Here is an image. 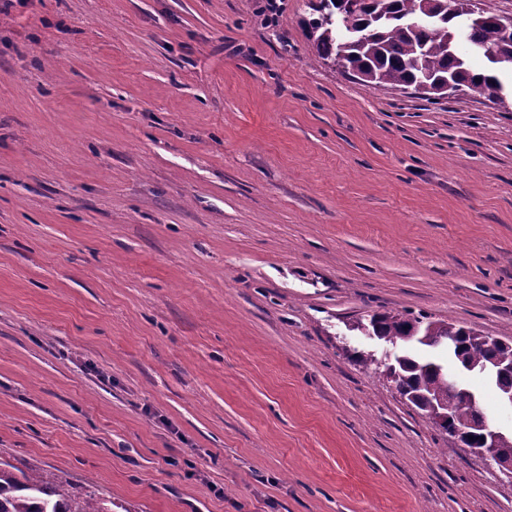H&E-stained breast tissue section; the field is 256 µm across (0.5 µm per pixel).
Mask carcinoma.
<instances>
[{
  "instance_id": "1",
  "label": "carcinoma",
  "mask_w": 512,
  "mask_h": 512,
  "mask_svg": "<svg viewBox=\"0 0 512 512\" xmlns=\"http://www.w3.org/2000/svg\"><path fill=\"white\" fill-rule=\"evenodd\" d=\"M423 0H360L355 14L338 9L334 0H310L305 21L315 56L341 60L366 85L407 90L417 83L443 96L448 82L472 97L494 101L506 93L504 72L512 71V32H503L492 14L472 19L466 42L472 56L450 40L458 17L444 8L441 16L422 18ZM359 328L379 340L400 346L436 349L455 336L459 345L447 359L470 373L492 378L499 392L512 389V344L491 348L483 333L443 319L384 312ZM396 388L422 415L450 404L452 427L478 442L486 416L480 403L448 385L447 367L432 355L405 353L393 363ZM0 512H112L92 487L76 488L53 474L26 473L0 461Z\"/></svg>"
}]
</instances>
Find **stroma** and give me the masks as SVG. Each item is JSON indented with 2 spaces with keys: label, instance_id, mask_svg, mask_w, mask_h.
<instances>
[{
  "label": "stroma",
  "instance_id": "obj_1",
  "mask_svg": "<svg viewBox=\"0 0 512 512\" xmlns=\"http://www.w3.org/2000/svg\"><path fill=\"white\" fill-rule=\"evenodd\" d=\"M308 0H0V459L112 512H512L356 352L512 342V109L370 87ZM409 314L394 312L375 313L369 320V325L360 324L359 328L372 334L378 340L392 345L408 346L418 344L423 348L436 349L447 339L456 336L459 345L450 350L447 348V359L454 361L467 372L485 377L490 376L497 392L505 388L512 389V344L504 342L498 348L488 344L500 341L497 337L489 336L483 340L481 331L459 326L443 319H433L428 316L409 317ZM505 370L498 371V367ZM506 389L502 395L503 401L512 410V390Z\"/></svg>",
  "mask_w": 512,
  "mask_h": 512
}]
</instances>
